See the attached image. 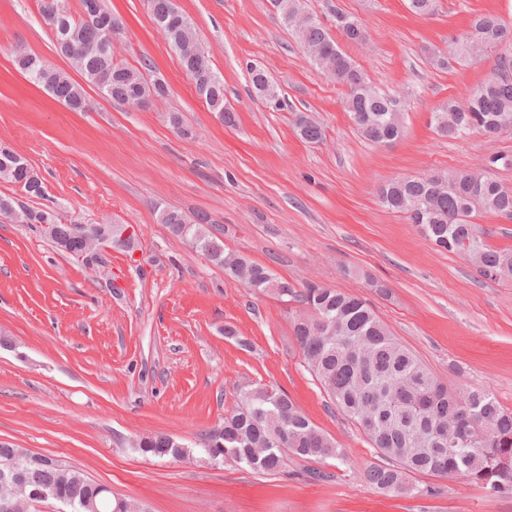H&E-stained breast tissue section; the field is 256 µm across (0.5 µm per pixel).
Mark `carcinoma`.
<instances>
[{"label":"carcinoma","mask_w":512,"mask_h":512,"mask_svg":"<svg viewBox=\"0 0 512 512\" xmlns=\"http://www.w3.org/2000/svg\"><path fill=\"white\" fill-rule=\"evenodd\" d=\"M283 24L308 51L316 69L333 67L330 81L346 88L345 109L361 135L374 144H390L403 134L402 113L396 96L373 85L354 59L345 53L316 19H303L301 0H272ZM83 18L49 10L47 0H38L40 15L53 32L56 50L81 75L83 83L55 69L24 50L13 51L16 67L26 78L45 88L73 112L87 106L84 86L102 91L125 103L128 98L145 100L167 89L164 81L113 61L112 53L97 50L102 26L112 22L104 0H82ZM162 23L163 35L177 52L183 69L212 111L223 119L224 78L211 67L191 19ZM336 29L354 44L366 41L367 31L358 18L344 14ZM494 47L512 42V25L483 13L470 22V33L454 43L453 53L472 58L463 44ZM255 93L267 83L261 99L279 109L283 99L278 86L260 67L249 68ZM437 135L448 139L470 133L500 135L512 131V60L502 56L493 73L470 92L468 100L448 101L433 113ZM298 136L307 142L323 138L322 127L307 115L295 120ZM13 151L0 150V179L19 185L30 198H42L39 178H30ZM381 203L416 224L435 245L468 258L476 272L486 278L512 277V250L495 249L484 239V230L473 221L476 214L494 213L512 218V187L486 172L458 171L429 179L401 177L379 189ZM160 223L170 233L188 242L239 284L277 300L295 303L292 331L307 369L329 397L330 403L354 425L374 448L381 463L365 471L366 481L381 492L429 497L436 487L410 481L412 475L439 479L458 476L488 492L512 493V410L502 406L494 393L481 388L450 390L378 318L361 298L308 283L295 288L271 270L224 248L221 229L205 213L188 219L172 208H157ZM0 215L18 224H57L67 251L89 261L84 227L62 224L49 207L34 209L12 197L0 198ZM135 447L156 457L183 459L190 455L175 437L158 433L136 441ZM209 460L219 464H244L250 469L275 474L292 455L321 463L341 458L337 441L317 428L300 405L284 390L251 384L224 417V425L202 439ZM30 462V451L0 441V472L21 471V483H2L0 491L15 501H24L32 490H47L68 512H145L135 501L112 497V491L91 480L79 469L51 456Z\"/></svg>","instance_id":"obj_1"}]
</instances>
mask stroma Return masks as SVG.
Listing matches in <instances>:
<instances>
[{"label":"stroma","mask_w":512,"mask_h":512,"mask_svg":"<svg viewBox=\"0 0 512 512\" xmlns=\"http://www.w3.org/2000/svg\"><path fill=\"white\" fill-rule=\"evenodd\" d=\"M123 17L120 62L150 65L167 84L161 105L134 109L89 89L74 112L28 82L21 45L68 69L37 0H0V146L26 158L63 223L125 224L133 252L101 249L86 264L36 225L0 217V441L63 460L147 512H512V494L464 480L436 495L382 493L364 479L377 457L303 366L288 307L255 293L159 224L156 206L208 213L224 246L298 286L313 282L367 300L397 339L451 388L484 387L512 409V278L488 279L467 257L439 250L379 199L388 179L490 171L512 186V135L439 137L431 116L466 98L512 45L457 60L454 38L476 13L512 24V0H439L430 17L405 0H304L328 31L337 11L364 22L368 43L338 44L370 81L396 95L404 134L375 145L344 108L346 91L319 75L271 0H178L212 68L232 123H220L152 24L147 0H106ZM447 66H439V58ZM279 87L283 109L253 92L250 66ZM180 113L192 131L169 123ZM317 118L322 141L296 133ZM117 288H110V281ZM236 336L225 335V326ZM280 387L336 439L344 459L288 461L263 475L211 463L200 439L253 383ZM173 435L184 459L141 454L137 439Z\"/></svg>","instance_id":"1"}]
</instances>
